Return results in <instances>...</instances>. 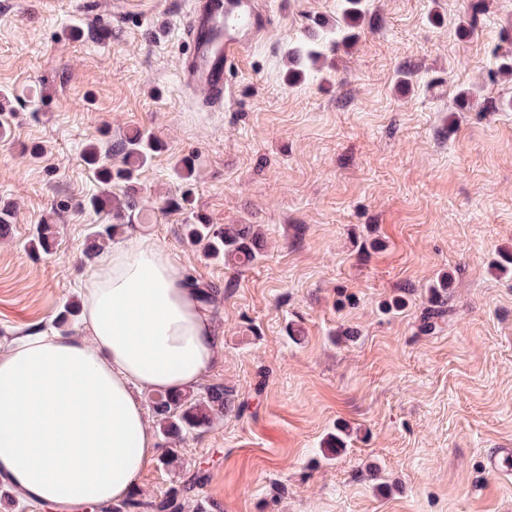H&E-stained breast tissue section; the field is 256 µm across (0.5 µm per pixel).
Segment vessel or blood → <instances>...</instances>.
<instances>
[{
  "label": "vessel or blood",
  "instance_id": "vessel-or-blood-1",
  "mask_svg": "<svg viewBox=\"0 0 512 512\" xmlns=\"http://www.w3.org/2000/svg\"><path fill=\"white\" fill-rule=\"evenodd\" d=\"M271 17L262 0H192L184 24L187 45L181 79L205 93L208 107L223 109L232 95L230 78L244 51L264 36ZM486 474L512 475V448H496L483 462Z\"/></svg>",
  "mask_w": 512,
  "mask_h": 512
}]
</instances>
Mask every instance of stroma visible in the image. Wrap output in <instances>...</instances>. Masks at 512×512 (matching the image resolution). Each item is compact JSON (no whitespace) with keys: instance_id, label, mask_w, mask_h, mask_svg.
I'll list each match as a JSON object with an SVG mask.
<instances>
[{"instance_id":"35a3bbf8","label":"stroma","mask_w":512,"mask_h":512,"mask_svg":"<svg viewBox=\"0 0 512 512\" xmlns=\"http://www.w3.org/2000/svg\"><path fill=\"white\" fill-rule=\"evenodd\" d=\"M188 0H0V354L82 304L99 266L85 247L106 213L83 161L133 130L162 152L138 175L146 201L179 193L196 163L193 210H144L122 239L165 248L186 278L223 292L220 344L201 385L245 409L152 460L135 487L156 497L203 474L202 512H512V478L484 473L512 448V0H365L354 42L285 78L288 47L339 0H268L274 27L248 48L223 111L183 88ZM255 224L266 249L232 268L193 251V212ZM51 224V254L31 250ZM450 277L448 313L423 327L429 289ZM405 302L387 310L392 299ZM302 331L299 339L289 327ZM354 339H344V332ZM343 451L323 454L336 427Z\"/></svg>"}]
</instances>
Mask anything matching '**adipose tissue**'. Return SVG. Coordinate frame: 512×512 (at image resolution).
Wrapping results in <instances>:
<instances>
[{
	"label": "adipose tissue",
	"instance_id": "adipose-tissue-1",
	"mask_svg": "<svg viewBox=\"0 0 512 512\" xmlns=\"http://www.w3.org/2000/svg\"><path fill=\"white\" fill-rule=\"evenodd\" d=\"M76 339L35 330L0 356V472L29 501L121 500L155 456L142 394L197 384L219 338L179 265L138 239L87 279Z\"/></svg>",
	"mask_w": 512,
	"mask_h": 512
}]
</instances>
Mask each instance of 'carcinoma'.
<instances>
[{"instance_id": "obj_1", "label": "carcinoma", "mask_w": 512, "mask_h": 512, "mask_svg": "<svg viewBox=\"0 0 512 512\" xmlns=\"http://www.w3.org/2000/svg\"><path fill=\"white\" fill-rule=\"evenodd\" d=\"M341 17L336 25L326 28L324 32L316 30L306 35V41L288 52V59L300 65L307 61L316 64L326 57V53L335 52L348 45L352 39V29L364 15L363 0H340ZM162 148L158 138L137 131L134 134L112 144V162L108 166L98 164L96 148L88 149L84 156L85 163L93 171L96 179L104 184H131L137 173L146 166ZM181 179L185 189L178 196L167 198L162 209L192 208L191 191L196 174L195 160L185 157L178 162ZM138 200L131 193L119 198L105 191L93 195L88 206L97 211L112 212V223L101 224L92 235L94 247L100 249L116 235L123 224H130L140 214ZM185 241L199 249L208 257H224V263L232 266L252 264L262 251L259 232L250 224H226L216 227L201 215H195V222L185 225ZM53 225L41 224L36 229L34 245L43 253H50L54 244ZM448 283L444 282L432 289V309L424 318V328L434 329L443 320L446 313L445 291ZM194 293L201 304L213 305L221 294V289L212 284L195 285ZM152 419L151 427L169 444L162 464L166 467L181 466V456L177 444L192 432L207 429L216 421L224 418L228 412L235 410L233 391L222 383L210 384L200 392L186 390L177 394H156L149 398ZM201 477L192 475L183 480L181 488L166 495L146 498L140 492L133 491L118 504L90 501L84 505L87 512H191L193 497Z\"/></svg>"}]
</instances>
